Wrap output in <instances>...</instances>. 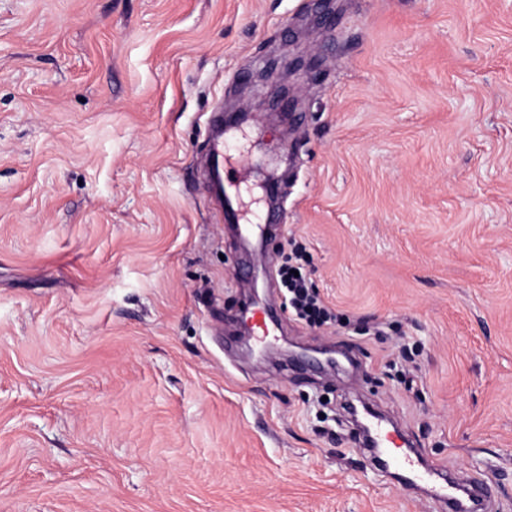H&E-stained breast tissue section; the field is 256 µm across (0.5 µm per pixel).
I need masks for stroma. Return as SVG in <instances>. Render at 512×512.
I'll list each match as a JSON object with an SVG mask.
<instances>
[{
  "label": "stroma",
  "mask_w": 512,
  "mask_h": 512,
  "mask_svg": "<svg viewBox=\"0 0 512 512\" xmlns=\"http://www.w3.org/2000/svg\"><path fill=\"white\" fill-rule=\"evenodd\" d=\"M298 243L347 327L225 352ZM349 402L512 512V0H0V512H437Z\"/></svg>",
  "instance_id": "stroma-1"
}]
</instances>
